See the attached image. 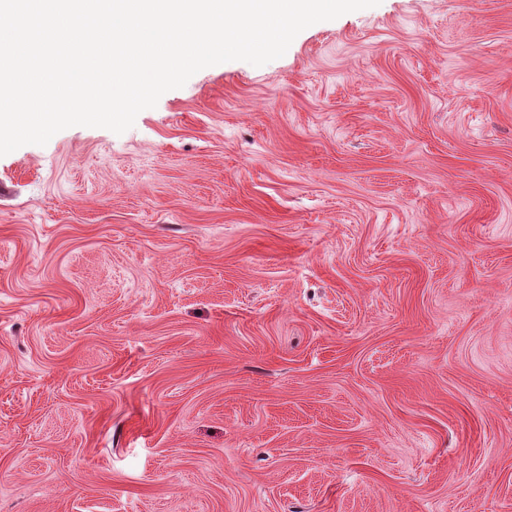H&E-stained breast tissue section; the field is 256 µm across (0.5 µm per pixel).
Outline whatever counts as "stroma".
Returning a JSON list of instances; mask_svg holds the SVG:
<instances>
[{"label": "stroma", "instance_id": "obj_1", "mask_svg": "<svg viewBox=\"0 0 512 512\" xmlns=\"http://www.w3.org/2000/svg\"><path fill=\"white\" fill-rule=\"evenodd\" d=\"M0 512H512V0L0 157Z\"/></svg>", "mask_w": 512, "mask_h": 512}]
</instances>
